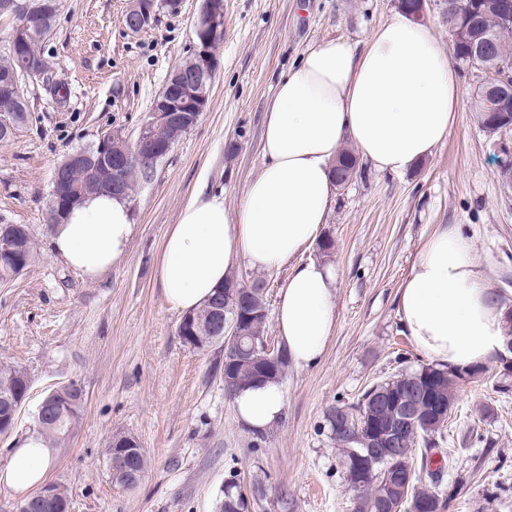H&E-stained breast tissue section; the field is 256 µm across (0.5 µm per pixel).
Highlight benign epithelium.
<instances>
[{"mask_svg": "<svg viewBox=\"0 0 512 512\" xmlns=\"http://www.w3.org/2000/svg\"><path fill=\"white\" fill-rule=\"evenodd\" d=\"M179 0H132V5L125 15V25L132 34H139L155 21L160 12L175 11ZM6 16L12 21L10 46L16 51L22 50L27 37L40 33L47 34L53 26L56 12L49 2L35 4L33 0H0V17ZM197 38L192 54L185 63L175 67L166 81V89L156 97L153 108L140 123L134 137L123 132L110 131L99 138L90 150L80 149L69 153L63 162L65 167L82 168L90 179L82 192L87 193L97 188L110 190L114 195H127L125 172L130 166H136L152 173L157 164L170 153L182 138L183 132L198 123L208 104L211 82L219 66V60L213 53L212 46L224 38V0H203L200 13L195 22ZM452 33L457 40L471 45L472 56L479 59V66L485 72L483 87L488 91L505 89L512 85V71L491 59L493 45L487 40L475 37L474 25L455 26ZM28 78L40 83L61 84L55 64L48 58L32 60L24 57L21 69L0 79V136L11 138L18 127L13 122V113L29 111L28 99L23 94V82ZM252 293V287L242 281L224 288V302L213 308L216 313L227 309V301ZM194 315L182 316L178 327V336L185 343L198 344ZM244 337L239 321L224 319L221 335L213 337L211 343L221 344L222 350L242 348ZM285 357V350L265 345L263 352L256 355L252 362L262 365L278 364ZM79 384L70 382L47 394L38 406V421L52 405L59 402ZM424 389L401 391L390 398L395 407L392 424L383 429H371L364 423L379 409L374 404L367 411L342 409L341 428L355 441H363L373 452L358 459L356 483L359 488L371 480L375 465L399 456L398 443L408 431H418L420 423V405L418 396ZM143 454L139 442L129 436L120 437L112 444V455L108 459L109 470L114 478L126 486L136 485L143 471L140 459ZM41 505L51 512H70L69 498L61 494L57 485L48 483L39 491L35 502H21L18 512H33ZM249 502L243 493L237 499L230 497L222 500L218 512H247Z\"/></svg>", "mask_w": 512, "mask_h": 512, "instance_id": "1", "label": "benign epithelium"}]
</instances>
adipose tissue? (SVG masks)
<instances>
[{
	"mask_svg": "<svg viewBox=\"0 0 512 512\" xmlns=\"http://www.w3.org/2000/svg\"><path fill=\"white\" fill-rule=\"evenodd\" d=\"M459 105L455 67L433 31L398 15L358 50L342 39L309 48L277 86L264 118L260 173L235 210L220 195L196 194L162 244L159 280L176 311L199 309L240 266L262 272L292 265L278 294L275 322L296 368L322 359L333 333L337 288L332 265L295 258L326 224L332 164L344 142L382 171L401 172L431 155ZM134 234L128 199L91 196L52 227L56 257L95 280L127 253ZM402 325L415 347L457 370L504 350L506 308L473 247L443 228L425 244L399 290ZM239 419L265 431L283 417L279 384L234 395ZM51 455L44 438L25 435L0 468V485L24 493L40 486Z\"/></svg>",
	"mask_w": 512,
	"mask_h": 512,
	"instance_id": "obj_1",
	"label": "adipose tissue"
}]
</instances>
